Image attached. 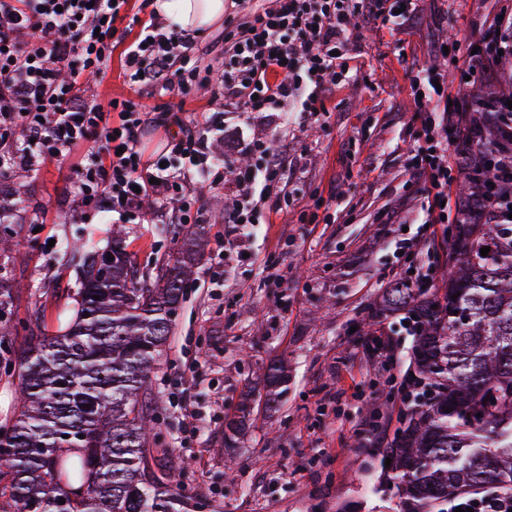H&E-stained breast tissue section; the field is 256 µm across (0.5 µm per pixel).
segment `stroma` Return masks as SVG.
I'll return each instance as SVG.
<instances>
[{
    "label": "stroma",
    "instance_id": "stroma-1",
    "mask_svg": "<svg viewBox=\"0 0 512 512\" xmlns=\"http://www.w3.org/2000/svg\"><path fill=\"white\" fill-rule=\"evenodd\" d=\"M422 9V20L405 30L372 24L351 42V78L330 112L296 115L288 126L292 164L280 182L282 211L257 226L250 257L229 252L223 286L212 285L203 267L185 290L151 388L170 449L165 464L183 474L186 512H400L379 450L400 426L397 385L415 339L402 328V312L382 306L397 279L394 243L403 232L380 217L419 212L423 200L425 186L408 169L420 130L410 94L416 72L447 69L452 94L477 100L487 91L435 56L431 36L478 43L496 14L512 10V0H423ZM131 94L122 52L114 50L87 97L104 105ZM144 103L189 115L223 112L226 135L238 125L206 88ZM78 161L74 155L30 169L16 206L24 234L7 271L25 288L14 309L23 317L44 307L50 326L63 308L54 293L76 287L66 241L86 235L103 246L113 226H123L143 267L171 250L178 224L172 208L74 215L68 186ZM187 187L201 194L206 255L214 257L224 188L194 180ZM316 193L331 205L318 223H303ZM378 328L395 347L397 363L387 370L355 355L357 330ZM279 359L289 381L278 408L258 412L239 447H225V419L261 391L264 366Z\"/></svg>",
    "mask_w": 512,
    "mask_h": 512
}]
</instances>
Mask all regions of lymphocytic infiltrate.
<instances>
[{
	"label": "lymphocytic infiltrate",
	"instance_id": "lymphocytic-infiltrate-1",
	"mask_svg": "<svg viewBox=\"0 0 512 512\" xmlns=\"http://www.w3.org/2000/svg\"><path fill=\"white\" fill-rule=\"evenodd\" d=\"M128 0H0V167L43 164L78 151L101 135L102 154L75 167L71 195L81 207L110 211L138 208L152 199L157 209L176 205L182 215L194 210L198 198L186 192L183 174L199 182L221 181L217 157L208 145L217 128L206 119L184 120L171 109L154 111L139 98L112 100L110 111L88 102L83 87L106 69L113 50L125 44L123 66L130 85L164 97L211 83L212 67L193 31L141 22L133 42H126L119 24ZM242 22L225 30L224 80L219 94L224 109L243 125L256 114L327 111L331 95L349 80L347 47L365 24L402 30L418 19L419 0H234ZM485 49L448 38L435 41V53H447L451 65L466 63L488 83H512V14L490 23ZM448 73L426 68L412 79L415 116L423 145L414 148L409 166L424 181L422 225L442 223L444 202L454 182L448 147L462 130L476 129L500 145L488 165L492 184L484 195L483 214L494 224L512 220V121L503 120L507 98L489 95L478 104L449 98ZM176 125L171 151L179 168L146 159L140 142L154 122ZM34 138L36 153L7 150L12 124ZM234 148L256 154L253 165L235 179L236 195L224 209V241L240 246L250 224L268 223L280 212L278 184L288 168V147L280 132L266 139L235 140ZM450 512H512V491L490 486L460 493L448 500Z\"/></svg>",
	"mask_w": 512,
	"mask_h": 512
}]
</instances>
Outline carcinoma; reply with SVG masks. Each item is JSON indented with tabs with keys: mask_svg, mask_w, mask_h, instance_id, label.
Returning a JSON list of instances; mask_svg holds the SVG:
<instances>
[{
	"mask_svg": "<svg viewBox=\"0 0 512 512\" xmlns=\"http://www.w3.org/2000/svg\"><path fill=\"white\" fill-rule=\"evenodd\" d=\"M495 150L485 142L466 159L443 294L388 289L389 306L418 319L413 374L425 384L384 449L401 512H446L450 494L512 488V225L483 218L479 199L486 180L478 172ZM5 204L0 267L14 262L21 232L4 224ZM173 241L143 275L120 226L109 246L72 245L79 288L56 329L41 327L37 311L22 321L19 352L0 344V367L19 392L6 422L12 451L0 452V512H184L174 491L180 478L150 467L169 452L157 447L150 377L202 250L201 241L176 230ZM20 293V281L0 277V319L10 320ZM264 380L259 398L224 421V438L245 428L256 405L278 404L286 383L281 361L265 368Z\"/></svg>",
	"mask_w": 512,
	"mask_h": 512,
	"instance_id": "cac0c4a2",
	"label": "carcinoma"
}]
</instances>
